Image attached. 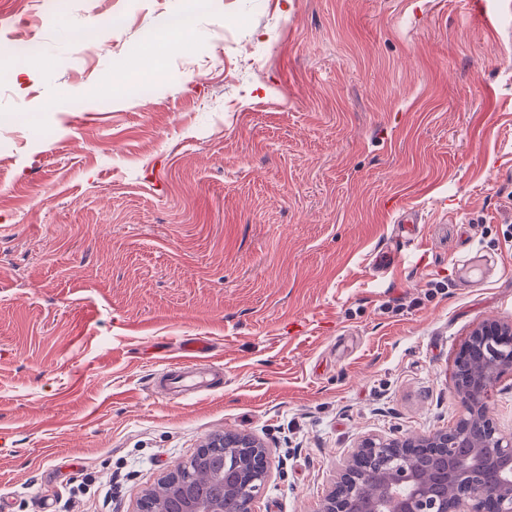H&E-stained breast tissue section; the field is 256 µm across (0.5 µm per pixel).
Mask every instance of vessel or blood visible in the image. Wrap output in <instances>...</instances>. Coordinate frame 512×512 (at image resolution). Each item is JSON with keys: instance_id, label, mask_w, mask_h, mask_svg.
<instances>
[{"instance_id": "obj_1", "label": "vessel or blood", "mask_w": 512, "mask_h": 512, "mask_svg": "<svg viewBox=\"0 0 512 512\" xmlns=\"http://www.w3.org/2000/svg\"><path fill=\"white\" fill-rule=\"evenodd\" d=\"M184 351L185 365L163 372L153 380L154 393L164 400L214 391L224 384V367L208 357L205 343H188Z\"/></svg>"}]
</instances>
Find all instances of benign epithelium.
<instances>
[{"mask_svg":"<svg viewBox=\"0 0 512 512\" xmlns=\"http://www.w3.org/2000/svg\"><path fill=\"white\" fill-rule=\"evenodd\" d=\"M479 342L487 346L484 365L466 381H455L464 412L452 427L426 435L400 434L389 438L366 437L351 449L336 471L333 487L319 512H512V433H504L490 418L486 402L499 381L512 375V324L487 320L472 330L457 351L454 365L466 360L469 346ZM484 421L491 429L498 448L497 456L485 455L484 443L472 441L466 458L449 455L448 435L466 436L463 421ZM234 448L253 450L269 457V449L246 434L237 435ZM417 448H430L445 456V491L435 493L413 461ZM247 453L236 455L225 466L224 489L242 490L250 501L263 492L270 470L260 477L251 476ZM496 472V483L488 481ZM373 483V490L363 489ZM186 512H223L216 500L202 501L181 491Z\"/></svg>","mask_w":512,"mask_h":512,"instance_id":"obj_1","label":"benign epithelium"}]
</instances>
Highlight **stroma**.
Returning a JSON list of instances; mask_svg holds the SVG:
<instances>
[{"label": "stroma", "instance_id": "35a3bbf8", "mask_svg": "<svg viewBox=\"0 0 512 512\" xmlns=\"http://www.w3.org/2000/svg\"><path fill=\"white\" fill-rule=\"evenodd\" d=\"M485 2L0 0V68L38 63L0 79V512H137L227 430L272 453L254 512H319L362 436L455 423L456 350L512 323ZM194 338L222 389L154 397Z\"/></svg>", "mask_w": 512, "mask_h": 512}]
</instances>
